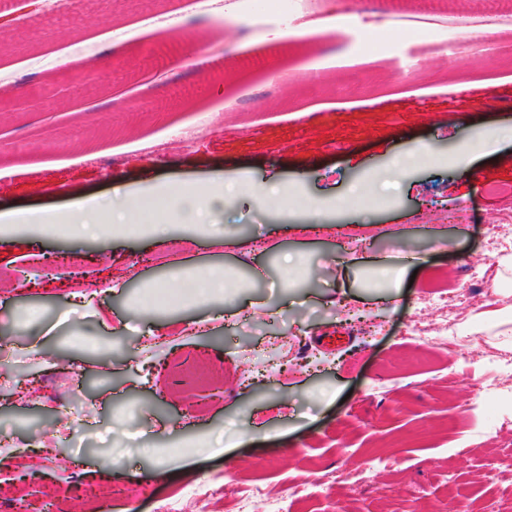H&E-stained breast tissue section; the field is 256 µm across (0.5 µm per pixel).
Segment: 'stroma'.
Wrapping results in <instances>:
<instances>
[{
	"label": "stroma",
	"mask_w": 512,
	"mask_h": 512,
	"mask_svg": "<svg viewBox=\"0 0 512 512\" xmlns=\"http://www.w3.org/2000/svg\"><path fill=\"white\" fill-rule=\"evenodd\" d=\"M266 3L94 2L65 28L49 8L16 30L34 46L0 48L6 97L88 64L98 74L73 101L0 111V213L64 214L117 188L228 179L285 192L272 204L245 191L218 225L163 232L154 207L94 236L0 224V338L15 350L0 374V512L22 491L94 512L82 487L119 480L151 512L155 498L212 478L262 486L244 509L269 512L288 485L374 455L385 461L369 487L333 483L293 512H323L330 497L344 512L469 501L512 512V372L488 363H512V223L500 221L512 194V36L491 22L512 0H309L312 13L356 19L317 37L301 36L292 0L275 14ZM465 16L482 20L490 54L451 50ZM371 24L382 39L365 38ZM201 41L217 45L222 68L196 53ZM278 70L287 79L272 80ZM199 112L210 126L181 142ZM152 140L166 150L143 152ZM419 145L422 159L401 165ZM344 224L368 228L367 245L348 248L334 231ZM43 256L78 270L95 298L35 287ZM488 267L492 278L451 309L429 303ZM205 271L224 276V297L187 290ZM445 321L451 349L408 334ZM201 353L212 371L197 368ZM481 376L508 396L482 408ZM69 379L91 414L64 424L49 383Z\"/></svg>",
	"instance_id": "1"
}]
</instances>
